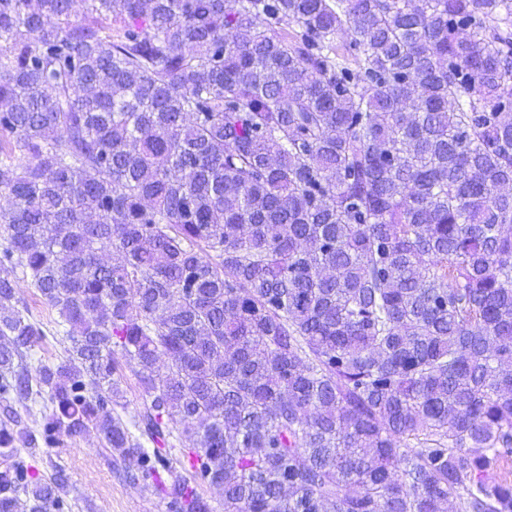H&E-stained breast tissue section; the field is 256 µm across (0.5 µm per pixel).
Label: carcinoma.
Returning a JSON list of instances; mask_svg holds the SVG:
<instances>
[{
    "label": "carcinoma",
    "instance_id": "1",
    "mask_svg": "<svg viewBox=\"0 0 512 512\" xmlns=\"http://www.w3.org/2000/svg\"><path fill=\"white\" fill-rule=\"evenodd\" d=\"M0 199V512H512V0H0ZM21 279L17 282V297L19 298L18 308L31 321L37 322L44 331L43 340L31 351L28 363L32 369L40 364H58L66 357L65 349L67 342L61 334L62 327L58 326L59 320L56 311L42 299L36 288L22 279V274H17ZM117 357L120 360V375L122 377L125 398L121 400L122 405L114 407V412L121 416L125 422L131 424L140 409H142L144 398L138 388L132 366L126 364L120 355H117ZM50 407L47 397L38 398L36 402H28L27 406L13 403L10 411L0 405V424L7 423L13 426V420H17L18 427L35 431L39 428L44 413L48 412ZM37 452L31 462L41 474L50 476L58 467L68 474L72 512H166L162 495L126 479L94 433Z\"/></svg>",
    "mask_w": 512,
    "mask_h": 512
}]
</instances>
